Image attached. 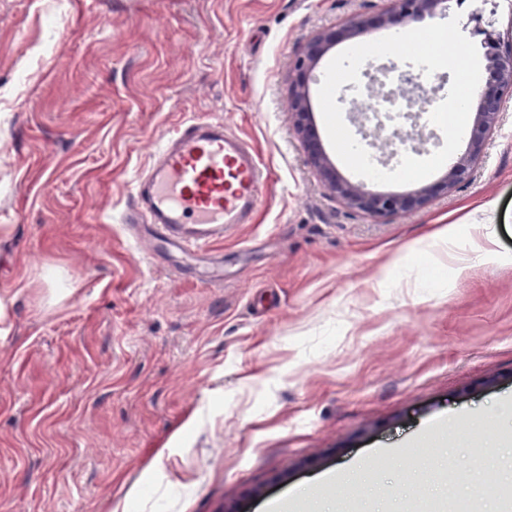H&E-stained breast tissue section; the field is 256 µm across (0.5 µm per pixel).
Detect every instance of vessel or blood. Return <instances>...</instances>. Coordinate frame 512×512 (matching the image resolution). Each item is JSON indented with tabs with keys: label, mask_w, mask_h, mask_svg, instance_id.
<instances>
[{
	"label": "vessel or blood",
	"mask_w": 512,
	"mask_h": 512,
	"mask_svg": "<svg viewBox=\"0 0 512 512\" xmlns=\"http://www.w3.org/2000/svg\"><path fill=\"white\" fill-rule=\"evenodd\" d=\"M271 172L256 149L220 119L195 118L165 137L133 187L126 220L154 248L182 257L176 274L224 278L214 246L253 224Z\"/></svg>",
	"instance_id": "b4317fda"
}]
</instances>
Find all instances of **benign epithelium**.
<instances>
[{
	"mask_svg": "<svg viewBox=\"0 0 512 512\" xmlns=\"http://www.w3.org/2000/svg\"><path fill=\"white\" fill-rule=\"evenodd\" d=\"M449 0H391L389 11L375 20L354 19L339 29L325 30L312 36L295 64V77L291 86L292 112L297 117L296 130L307 151L311 165L327 183L332 193L348 207L374 217H388L424 207L435 192L433 186H422L409 194L373 193L363 185L352 183L338 175L329 157L322 150L314 130L306 123L308 112L307 76L314 64L338 41L357 37L369 38L378 26H406L425 17L444 16ZM485 85L474 97V114L469 151L463 155L438 184L449 190L464 181L480 154L485 135L496 128L504 98L512 96V40L488 34L486 38Z\"/></svg>",
	"mask_w": 512,
	"mask_h": 512,
	"instance_id": "benign-epithelium-1",
	"label": "benign epithelium"
}]
</instances>
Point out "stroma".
<instances>
[{
  "label": "stroma",
  "instance_id": "1",
  "mask_svg": "<svg viewBox=\"0 0 512 512\" xmlns=\"http://www.w3.org/2000/svg\"><path fill=\"white\" fill-rule=\"evenodd\" d=\"M388 0H0V502L9 512H500L512 488V96L469 178L380 219L310 165L290 108L317 32ZM462 33L512 31L485 0ZM308 74L307 118L332 153ZM271 171L224 281L166 271L122 217L181 122ZM496 232L476 257L466 210ZM453 231L433 244L436 225ZM471 260L459 271V258ZM398 449L395 457L383 456ZM364 465L367 484L323 475Z\"/></svg>",
  "mask_w": 512,
  "mask_h": 512
}]
</instances>
